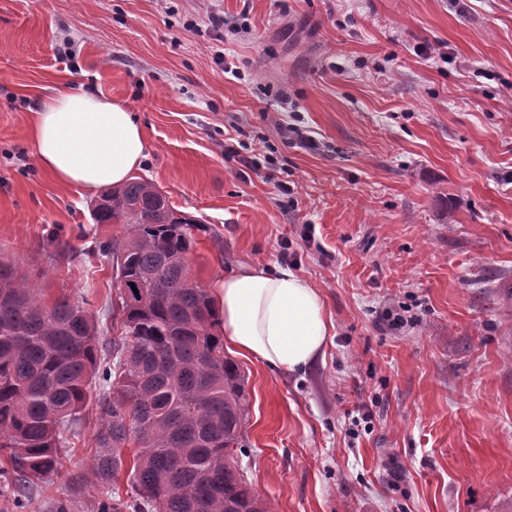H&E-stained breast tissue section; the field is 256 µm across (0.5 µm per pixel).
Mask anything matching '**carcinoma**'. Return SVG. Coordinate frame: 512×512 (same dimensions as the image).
I'll list each match as a JSON object with an SVG mask.
<instances>
[{"instance_id":"1","label":"carcinoma","mask_w":512,"mask_h":512,"mask_svg":"<svg viewBox=\"0 0 512 512\" xmlns=\"http://www.w3.org/2000/svg\"><path fill=\"white\" fill-rule=\"evenodd\" d=\"M98 224H122L121 337L99 353L98 316L61 297L48 306L0 263V479L32 489L81 434L95 397L102 421L93 470L110 512H269L238 468L248 415L245 374L224 355L219 313L192 281L204 224L173 210L147 181L103 192ZM97 393H91L93 380ZM138 450L127 466L124 449ZM128 473L135 497L116 488Z\"/></svg>"}]
</instances>
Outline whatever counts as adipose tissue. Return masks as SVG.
<instances>
[{
    "mask_svg": "<svg viewBox=\"0 0 512 512\" xmlns=\"http://www.w3.org/2000/svg\"><path fill=\"white\" fill-rule=\"evenodd\" d=\"M29 134L46 173L89 191L122 186L146 157L135 112L81 85L64 84L46 95ZM212 299L225 343L281 371L309 366L333 329L318 291L287 269L243 268L216 280Z\"/></svg>",
    "mask_w": 512,
    "mask_h": 512,
    "instance_id": "ef3b65f1",
    "label": "adipose tissue"
}]
</instances>
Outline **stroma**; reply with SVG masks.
Masks as SVG:
<instances>
[{
	"label": "stroma",
	"mask_w": 512,
	"mask_h": 512,
	"mask_svg": "<svg viewBox=\"0 0 512 512\" xmlns=\"http://www.w3.org/2000/svg\"><path fill=\"white\" fill-rule=\"evenodd\" d=\"M66 81L137 112L136 180L209 227L193 281L285 267L335 325L301 371L235 357L238 464L271 512H512V0H0V261L95 312L125 228L28 137ZM232 123L289 192L225 159ZM402 304L416 321L389 329ZM100 423L88 403L57 475L20 501L0 487V512H97Z\"/></svg>",
	"instance_id": "35a3bbf8"
}]
</instances>
